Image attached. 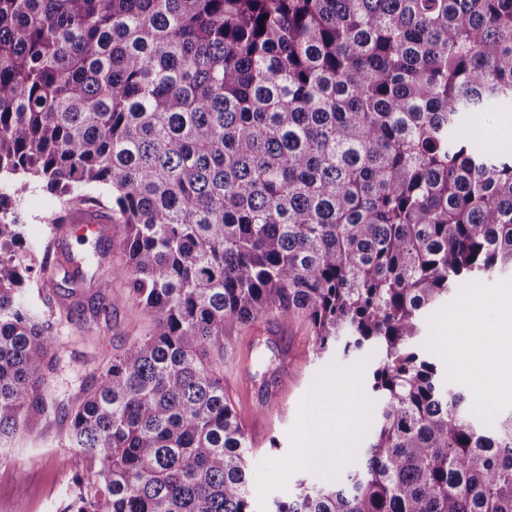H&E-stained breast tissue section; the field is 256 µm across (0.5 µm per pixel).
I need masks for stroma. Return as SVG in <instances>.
Wrapping results in <instances>:
<instances>
[{"label": "stroma", "instance_id": "obj_1", "mask_svg": "<svg viewBox=\"0 0 512 512\" xmlns=\"http://www.w3.org/2000/svg\"><path fill=\"white\" fill-rule=\"evenodd\" d=\"M11 208L23 226L25 246L21 263L38 266L44 256L52 220L61 212L58 195L34 183L11 199ZM512 292V273L505 271L467 288L451 292L447 300L426 312L419 347L439 359L451 385L475 394L477 385L466 369L465 359H451L441 348V331L460 304L488 308L492 299ZM112 321L102 337L88 341L79 322H61L57 366L52 395L70 404L88 383L95 367L120 353L135 339L146 335L149 316L129 296L121 279L112 281ZM225 357H237L235 374L225 377L224 390L237 410L246 432H257L250 458L252 495L257 512H267L273 501L293 497L301 479L330 484L341 476L343 464L322 460L300 465L297 439L307 403L330 384H337L336 401L324 408L343 433L345 459L354 458L372 431L364 419L357 431H347L346 407L369 405L368 369L375 359L362 349L349 359L330 352L316 355L307 325L294 321L280 325L264 319L233 331ZM67 423L60 418H40L21 432L0 456V512H15L25 504L27 512H58L75 476L86 475L84 456L67 445ZM278 447H270V439Z\"/></svg>", "mask_w": 512, "mask_h": 512}]
</instances>
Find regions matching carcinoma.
Listing matches in <instances>:
<instances>
[{"label":"carcinoma","mask_w":512,"mask_h":512,"mask_svg":"<svg viewBox=\"0 0 512 512\" xmlns=\"http://www.w3.org/2000/svg\"><path fill=\"white\" fill-rule=\"evenodd\" d=\"M512 0H0V183L124 228L150 332L51 396L0 192V443L69 419L94 479L60 512H255L224 337L304 320L375 348V426L334 485L269 512H512V414L484 430L415 348L424 311L512 269ZM110 321L112 298L91 308ZM502 122V114L497 112L489 113L485 120V123L482 125L480 129L481 133L484 135L486 140L492 144L504 145L506 149H512V124L504 125L502 128V132L508 135L511 138H498L496 136V128Z\"/></svg>","instance_id":"cac0c4a2"}]
</instances>
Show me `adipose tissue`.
<instances>
[{
	"label": "adipose tissue",
	"mask_w": 512,
	"mask_h": 512,
	"mask_svg": "<svg viewBox=\"0 0 512 512\" xmlns=\"http://www.w3.org/2000/svg\"><path fill=\"white\" fill-rule=\"evenodd\" d=\"M494 308L497 316L491 323L493 338L483 343L470 374L477 384L487 386L493 394H511L512 365L502 362L501 339L512 335V296L500 298ZM298 442V459L304 465L315 464L324 456L342 455L331 417L324 414L319 400L311 401Z\"/></svg>",
	"instance_id": "obj_1"
}]
</instances>
